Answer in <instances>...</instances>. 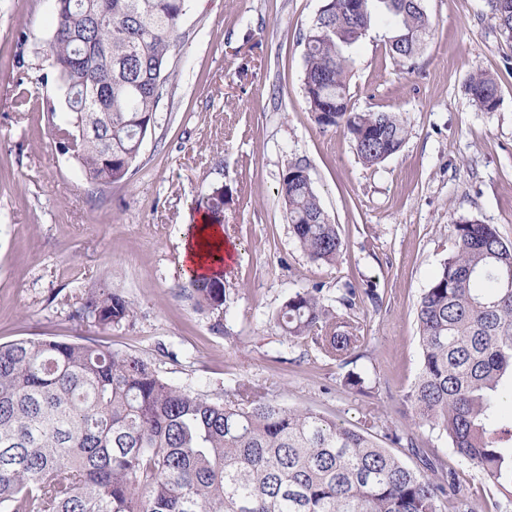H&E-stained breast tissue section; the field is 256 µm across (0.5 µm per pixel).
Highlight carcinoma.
<instances>
[{"label":"carcinoma","instance_id":"1","mask_svg":"<svg viewBox=\"0 0 512 512\" xmlns=\"http://www.w3.org/2000/svg\"><path fill=\"white\" fill-rule=\"evenodd\" d=\"M50 43L66 116L56 148L92 185L123 181L157 108L188 0H62ZM492 19L512 39V0H491ZM385 18V45L412 66L432 29L422 0H324L301 34L304 91L317 124L349 135L362 163L400 150L408 123L398 112L350 108L352 50ZM470 101L499 103L495 79L473 74ZM279 199L301 251L334 264L344 251L303 161L288 164ZM232 195L221 185L193 211L224 224ZM196 307L223 310V274L190 279ZM363 291L349 283L340 307L304 288L276 316L283 335L347 362L365 340L356 312ZM81 315L106 328L132 321L133 304L109 288L86 293ZM420 369L403 401L412 425L446 436L512 505V244L493 224L455 225L448 257L417 309ZM417 453L413 432L384 435ZM434 474L409 468L367 428L308 408H290L244 383L214 401L164 379L147 360L77 341L0 344V512H471L447 463Z\"/></svg>","mask_w":512,"mask_h":512}]
</instances>
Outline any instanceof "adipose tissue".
Instances as JSON below:
<instances>
[{
	"label": "adipose tissue",
	"mask_w": 512,
	"mask_h": 512,
	"mask_svg": "<svg viewBox=\"0 0 512 512\" xmlns=\"http://www.w3.org/2000/svg\"><path fill=\"white\" fill-rule=\"evenodd\" d=\"M232 257L233 248L226 240L222 225L200 217L186 226L181 250L184 277L221 272Z\"/></svg>",
	"instance_id": "obj_1"
}]
</instances>
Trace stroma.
Instances as JSON below:
<instances>
[{"label":"stroma","instance_id":"obj_1","mask_svg":"<svg viewBox=\"0 0 512 512\" xmlns=\"http://www.w3.org/2000/svg\"><path fill=\"white\" fill-rule=\"evenodd\" d=\"M322 5L189 0L155 128L124 181L95 187L51 134L48 108L65 109L47 57L53 0H0V343L88 341L212 399L244 381L352 428L376 418L378 438L404 430L402 396L420 367L416 306L456 224L495 225L512 243V39L488 0H423L434 29L405 69L375 24L352 52L351 106L404 113L410 126L396 154L367 166L308 110L299 38ZM479 69L496 80L495 111L465 93ZM297 159L344 242L336 265L309 261L292 237L277 190ZM217 184L232 193L224 227L236 250L214 314L184 292L180 249L192 200ZM349 283L376 294L358 311L366 343L350 365L276 327L297 289L320 287L334 305ZM99 286L132 302L135 319L103 329L76 317ZM351 371L363 389L345 387ZM414 435L421 455L460 477L476 512H494L483 475L460 465L445 436Z\"/></svg>","mask_w":512,"mask_h":512}]
</instances>
